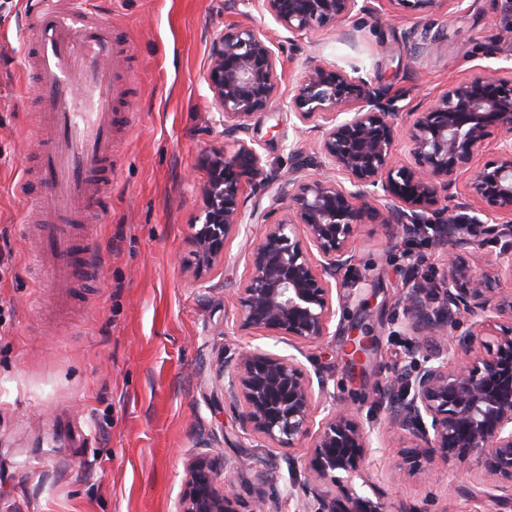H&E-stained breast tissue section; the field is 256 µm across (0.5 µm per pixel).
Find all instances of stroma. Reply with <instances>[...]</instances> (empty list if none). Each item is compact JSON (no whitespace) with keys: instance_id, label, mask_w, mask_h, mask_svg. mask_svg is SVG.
Here are the masks:
<instances>
[{"instance_id":"35a3bbf8","label":"stroma","mask_w":512,"mask_h":512,"mask_svg":"<svg viewBox=\"0 0 512 512\" xmlns=\"http://www.w3.org/2000/svg\"><path fill=\"white\" fill-rule=\"evenodd\" d=\"M27 0L0 9V512H179L184 462L214 436L216 454L272 453L271 476L298 512L306 445L268 446L245 431L215 382L221 357L242 347L285 354L287 344L231 325L234 293L262 236V216L279 205L276 187L248 198L224 260L200 273L189 243L209 179L202 159L232 151L206 83L212 40L233 24L259 28L279 58V95L250 133L266 166H288L297 120L289 95L314 60L354 65L395 97L400 111L426 108L449 83L512 78V0H476L459 11L439 0L412 12L384 0V19L292 35L258 0H101L100 16L128 38L135 81L129 121L116 133L112 206L92 222L96 278L73 289L67 311L41 290L34 240L23 229L19 186L32 163L34 95L20 36ZM432 26L427 46L411 31ZM355 267L338 283L340 302L326 339L302 362L354 408L372 448L363 462L370 497L392 512H512L485 496L476 467L448 464L440 482L400 470L402 442L390 439L380 390L402 368L416 339L397 303L409 272L441 275L442 256L391 238L386 225L356 232ZM377 340L364 379L346 371L349 338ZM84 422L91 441L58 471L22 451L58 409Z\"/></svg>"}]
</instances>
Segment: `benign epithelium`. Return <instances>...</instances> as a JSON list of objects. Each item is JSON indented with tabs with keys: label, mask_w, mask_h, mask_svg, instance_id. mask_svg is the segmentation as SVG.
Instances as JSON below:
<instances>
[{
	"label": "benign epithelium",
	"mask_w": 512,
	"mask_h": 512,
	"mask_svg": "<svg viewBox=\"0 0 512 512\" xmlns=\"http://www.w3.org/2000/svg\"><path fill=\"white\" fill-rule=\"evenodd\" d=\"M291 34L328 25L342 27L359 14L383 17L382 0H259ZM273 43L253 26L227 28L211 44L206 80L224 116V136L234 150L207 157L203 219L191 226L192 253L200 270L224 260L242 224L247 194L277 185L280 207L265 216V231L250 253L235 296V327L275 336L297 351L330 335L336 315L333 290L356 262L354 234L378 220L398 238L432 224L431 248L444 255L443 288L432 276H414L397 302L417 347L382 391L391 424L409 435L403 464L412 469L439 457L473 465L489 477L497 503H512V294L495 288L502 270L512 273V80L475 77L448 85L422 112H400L395 98L334 65L315 63L288 108L313 135L310 149L290 150L287 171L268 170L250 138L253 121L268 111L279 77ZM414 163L397 164L398 133ZM500 158L479 165L492 136ZM317 168L329 175L312 178ZM464 180L462 196L448 194ZM388 201L385 211L372 205ZM452 212L451 218L444 217ZM483 235L504 241L477 273L460 256ZM473 321L459 332V316ZM489 336L483 349H474ZM347 368L363 377L375 351L368 335L350 338ZM297 354L243 348L225 364L224 396L240 409L243 429L272 444L309 443L300 512H391L357 492L339 499L341 479L360 475L371 440L354 409L340 398L311 431L326 379L311 376ZM246 471L254 486L240 499L228 473ZM284 498L268 459L244 453L228 461L203 443L185 463L179 512H282Z\"/></svg>",
	"instance_id": "benign-epithelium-1"
}]
</instances>
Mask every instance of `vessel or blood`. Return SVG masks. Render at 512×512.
Segmentation results:
<instances>
[{
  "label": "vessel or blood",
  "mask_w": 512,
  "mask_h": 512,
  "mask_svg": "<svg viewBox=\"0 0 512 512\" xmlns=\"http://www.w3.org/2000/svg\"><path fill=\"white\" fill-rule=\"evenodd\" d=\"M96 0H39L25 17L26 56L35 73L38 118L48 132L32 175L21 187L45 224L40 248L47 283L96 269L95 244L84 227L91 202L112 179V131L134 79L127 40L97 18ZM83 425L59 413L45 438L42 462L63 464L61 449L87 447Z\"/></svg>",
  "instance_id": "obj_1"
}]
</instances>
